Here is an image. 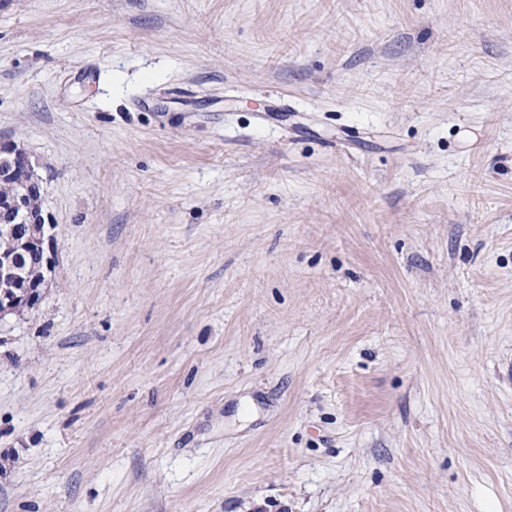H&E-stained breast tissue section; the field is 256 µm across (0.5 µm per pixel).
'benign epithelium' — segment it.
<instances>
[{
  "instance_id": "obj_1",
  "label": "benign epithelium",
  "mask_w": 512,
  "mask_h": 512,
  "mask_svg": "<svg viewBox=\"0 0 512 512\" xmlns=\"http://www.w3.org/2000/svg\"><path fill=\"white\" fill-rule=\"evenodd\" d=\"M23 172L28 179L22 184L21 192L15 194L10 203L0 209V221L6 224L9 236L20 242L21 257L37 270V278L25 288H15L7 293L6 282L17 276L16 268L0 267V315L17 308H28L36 299L45 281V272L52 267V241L43 232L34 229L36 224H47L49 218L42 212L34 213L27 206L32 194L41 193L42 179L22 148L15 147L12 140H0V179L14 172Z\"/></svg>"
}]
</instances>
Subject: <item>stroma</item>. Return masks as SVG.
I'll return each instance as SVG.
<instances>
[{"instance_id":"35a3bbf8","label":"stroma","mask_w":512,"mask_h":512,"mask_svg":"<svg viewBox=\"0 0 512 512\" xmlns=\"http://www.w3.org/2000/svg\"><path fill=\"white\" fill-rule=\"evenodd\" d=\"M1 138L0 512H512V0H0ZM15 141L0 140V179L14 172H23L28 179L22 184V191L15 194L7 206H1V222L12 220L17 212L19 217L11 224L2 225L0 222V254L1 258L15 257L18 254L19 247L10 238L13 237L20 242L23 249L20 254L22 259H27L29 263L37 270V278L30 283L27 282L26 288H13V293H6L9 288L5 283L17 276L15 266L4 268L0 267V315L16 308H28L36 299L40 288L45 281V271L52 267V241L49 236L45 238V232H36L33 224H50L49 218L45 217L44 212L34 213L29 210L26 202L31 194H41L42 179L37 173L35 166L31 163L27 153L22 148L15 147ZM9 215L8 219H4ZM1 225L5 226L9 236Z\"/></svg>"}]
</instances>
